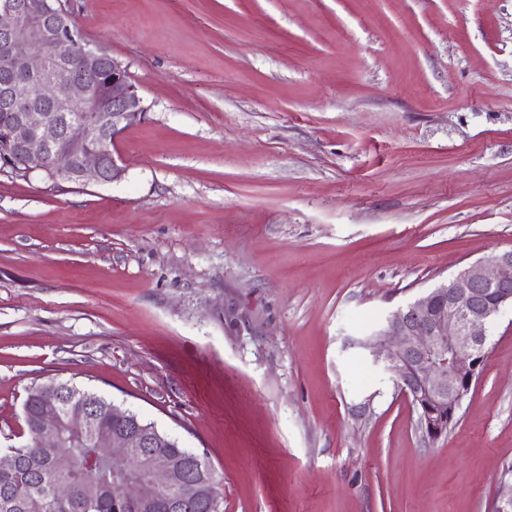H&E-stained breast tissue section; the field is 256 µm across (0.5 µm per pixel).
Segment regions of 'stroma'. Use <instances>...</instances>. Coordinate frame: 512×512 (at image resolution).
I'll return each instance as SVG.
<instances>
[{
	"label": "stroma",
	"instance_id": "1",
	"mask_svg": "<svg viewBox=\"0 0 512 512\" xmlns=\"http://www.w3.org/2000/svg\"><path fill=\"white\" fill-rule=\"evenodd\" d=\"M147 112L124 174L0 171V448L70 380L205 453L224 512H492L512 307L436 441L353 340L512 249V0H65Z\"/></svg>",
	"mask_w": 512,
	"mask_h": 512
}]
</instances>
